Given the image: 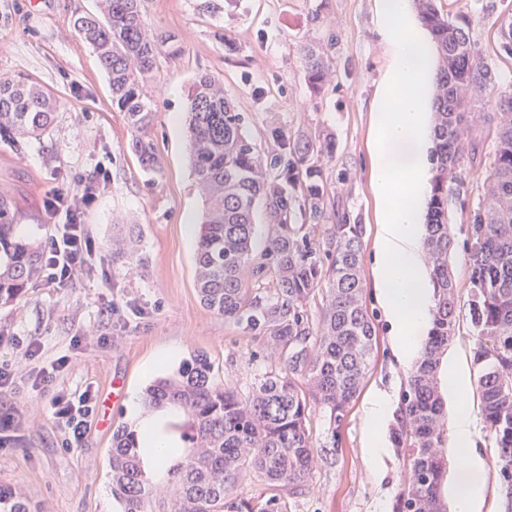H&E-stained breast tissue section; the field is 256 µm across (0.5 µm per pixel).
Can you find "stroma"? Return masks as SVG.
I'll list each match as a JSON object with an SVG mask.
<instances>
[{
	"label": "stroma",
	"mask_w": 512,
	"mask_h": 512,
	"mask_svg": "<svg viewBox=\"0 0 512 512\" xmlns=\"http://www.w3.org/2000/svg\"><path fill=\"white\" fill-rule=\"evenodd\" d=\"M502 0H438L443 11L469 17L474 40L512 91V56L499 46L491 5ZM149 25L176 35L181 51L158 59L147 86L155 120L148 130L160 169L142 171L127 145L133 132L112 105L106 74L93 49L74 31L78 16L96 0H0V77H23L59 101L41 137L0 138V190L10 200L21 237L45 243L60 217L47 206L61 187L95 183L96 201L83 215L95 243L89 270L67 288L40 285L18 304L0 307V364L18 368L15 384L0 386V417H13L0 447V484L15 487L34 512H113L109 476L112 429L128 424L125 402L112 408L110 427L92 420L78 447H66L52 418L49 396L33 378L60 355L68 366L53 383L57 392L91 390L101 397L120 381L144 392L156 378L177 373L201 355L217 382L248 395L283 360L267 336L208 311L195 290L196 231L203 201L192 170L187 131L188 89L205 72L219 75L224 93L257 139L270 123L288 130L324 131L336 137L334 155L321 158L329 196L364 224V302L377 333L376 349L358 398L341 427L313 412L311 435L320 454L306 491L288 512H393L409 477L403 450L388 445L379 469L364 448L366 401L390 394L386 432L400 419L409 366L397 360L394 338L374 288L373 252L378 204L369 165L370 106L388 64L377 31L373 0H142ZM337 35L334 70L320 90L307 86L299 63L302 43ZM235 52H227L225 42ZM487 163L469 171L470 193L452 211L450 263L459 304L469 292L470 213L484 206ZM138 225L134 262L113 260L112 241ZM37 340L42 352L26 359L10 337Z\"/></svg>",
	"instance_id": "obj_1"
}]
</instances>
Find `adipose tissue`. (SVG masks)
Here are the masks:
<instances>
[{
	"label": "adipose tissue",
	"mask_w": 512,
	"mask_h": 512,
	"mask_svg": "<svg viewBox=\"0 0 512 512\" xmlns=\"http://www.w3.org/2000/svg\"><path fill=\"white\" fill-rule=\"evenodd\" d=\"M446 393L452 403L449 439L454 456L459 461L450 485L452 512H484L486 487L483 481L485 462L476 447L478 429L467 397V381L456 369L448 368ZM392 400L387 393L372 396L366 407V441L368 460L379 465L385 452L381 427L391 413ZM128 414L131 428L138 437L146 468L163 469L170 461L171 451L180 447L181 440L174 429L179 418L175 408L143 411L138 396H130Z\"/></svg>",
	"instance_id": "obj_1"
}]
</instances>
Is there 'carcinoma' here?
Here are the masks:
<instances>
[{"instance_id":"cac0c4a2","label":"carcinoma","mask_w":512,"mask_h":512,"mask_svg":"<svg viewBox=\"0 0 512 512\" xmlns=\"http://www.w3.org/2000/svg\"><path fill=\"white\" fill-rule=\"evenodd\" d=\"M418 20L431 34L437 56L432 98L433 177L424 246L435 306L420 357L404 395L397 447L408 450L410 479L396 512H446L447 404L439 372L459 323L450 213L469 191L467 166L482 158L476 113L468 108L494 92L496 76L470 33V20L445 13L437 0H414ZM99 11L74 21L77 35L107 73L112 104L134 135L128 150L146 171L159 157L148 136L155 112L146 86L157 60L180 51L175 36L152 31L140 0H98ZM497 35L512 55V12L502 13ZM336 38L301 46V69L317 90L326 78ZM57 100L45 89L0 77V134L40 137L54 120ZM188 124L195 177L208 204L197 241L196 290L212 313L263 331L271 349L285 355L284 371L267 376L243 397L217 383L207 359L198 357L177 376L146 390L151 407L178 406L187 420L189 446L175 451L165 492L144 475L142 449L126 426L112 433V490L123 512H288V497L302 493L317 449L308 428L321 408L340 427L370 366L375 326L363 302L364 225L343 211L323 223L329 197L319 158L334 152V138L267 129L264 148L242 113L224 95L221 78L204 73L188 96ZM493 151L485 180L484 208L470 215L468 312L476 333L480 410L496 445V477L512 472V92L497 95ZM269 224L264 261L253 262L255 211ZM10 204L0 194V305L15 302L42 280L43 249L16 234ZM272 280L274 294L251 297L246 281ZM321 297L318 321L307 306ZM257 475L266 493L237 494ZM0 512H30L12 488L0 485Z\"/></svg>"}]
</instances>
